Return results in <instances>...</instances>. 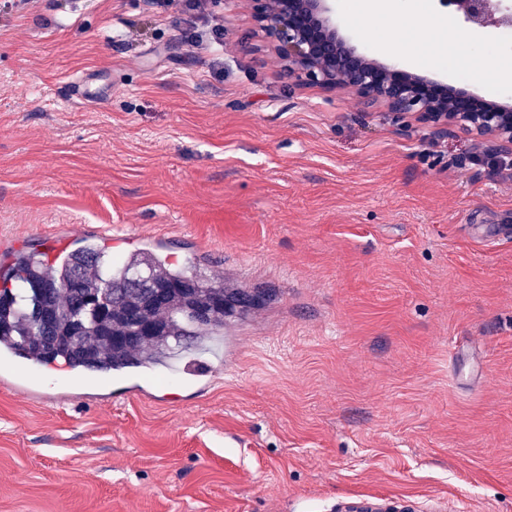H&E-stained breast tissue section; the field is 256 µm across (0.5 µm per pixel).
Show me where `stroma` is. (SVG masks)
<instances>
[{
	"instance_id": "obj_1",
	"label": "stroma",
	"mask_w": 512,
	"mask_h": 512,
	"mask_svg": "<svg viewBox=\"0 0 512 512\" xmlns=\"http://www.w3.org/2000/svg\"><path fill=\"white\" fill-rule=\"evenodd\" d=\"M206 12L223 45L155 0L0 11V252L149 238L275 293L229 320L238 354L202 392L115 400L59 370L24 388L0 365V512H512V239L477 234L512 225V169L475 162L512 143L291 87L247 8ZM336 20L512 104V51L438 0L381 23L338 0Z\"/></svg>"
}]
</instances>
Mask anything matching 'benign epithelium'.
I'll list each match as a JSON object with an SVG mask.
<instances>
[{
    "label": "benign epithelium",
    "instance_id": "1",
    "mask_svg": "<svg viewBox=\"0 0 512 512\" xmlns=\"http://www.w3.org/2000/svg\"><path fill=\"white\" fill-rule=\"evenodd\" d=\"M254 34L281 64L292 87L349 90L384 103L396 117L414 114L431 126L455 123L480 135L512 142V109L470 91L380 62L336 26L335 0H243ZM470 31L512 26V11L493 0H439Z\"/></svg>",
    "mask_w": 512,
    "mask_h": 512
}]
</instances>
